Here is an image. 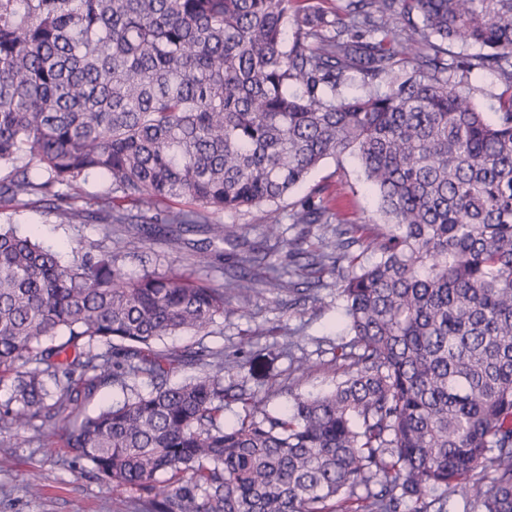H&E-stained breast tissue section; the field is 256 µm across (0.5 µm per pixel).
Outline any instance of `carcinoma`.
<instances>
[{
	"label": "carcinoma",
	"mask_w": 512,
	"mask_h": 512,
	"mask_svg": "<svg viewBox=\"0 0 512 512\" xmlns=\"http://www.w3.org/2000/svg\"><path fill=\"white\" fill-rule=\"evenodd\" d=\"M456 43L480 51L450 64ZM482 69L502 85L493 120L465 92ZM356 78L364 92L343 94ZM343 155L390 227L338 223L315 246L300 233L286 241L304 259L295 281L272 265L257 276L251 246L215 286L132 277L109 246L64 261L0 225V382L15 392L0 434L41 418V438L63 432L152 512H444L428 499L442 487L512 512V0H347L342 15L293 0H0L1 205L40 196L65 224L237 243L216 216L275 203ZM93 173L109 187L91 210L74 190ZM332 217L306 198L292 221ZM363 244L376 261L352 251ZM325 273L350 336L342 379L286 414L242 391L226 427L223 353L155 349ZM186 359L200 374L167 385ZM143 378L150 391L70 420L100 388Z\"/></svg>",
	"instance_id": "cac0c4a2"
}]
</instances>
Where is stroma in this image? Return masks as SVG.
Returning <instances> with one entry per match:
<instances>
[{"label":"stroma","instance_id":"1","mask_svg":"<svg viewBox=\"0 0 512 512\" xmlns=\"http://www.w3.org/2000/svg\"><path fill=\"white\" fill-rule=\"evenodd\" d=\"M337 199L333 211L347 224H370L383 230L384 218L355 158L344 155L322 161L288 197L238 212L221 214L236 225L242 240L261 245L269 262L286 265V239L299 231L290 215L306 196ZM281 225V240L266 239L271 220ZM34 235L65 256L84 254L98 243L111 244L130 276L143 271L181 273L200 284L222 283L231 264L234 245L210 244L200 229L185 232L182 247L173 250L159 236L133 239L114 233L106 224H63L41 201L31 196L19 206H0V225ZM346 339V317L336 278L324 276L311 292L264 293L244 312L217 317L207 335L166 338L165 349L183 352L200 345L220 349L231 368L224 373L229 392L246 390L263 399L268 412L286 411L294 395L316 396L333 387L336 347ZM310 364L295 372L296 360ZM145 493L113 486L92 472L63 439L43 442L31 436L0 434V512H149Z\"/></svg>","mask_w":512,"mask_h":512}]
</instances>
